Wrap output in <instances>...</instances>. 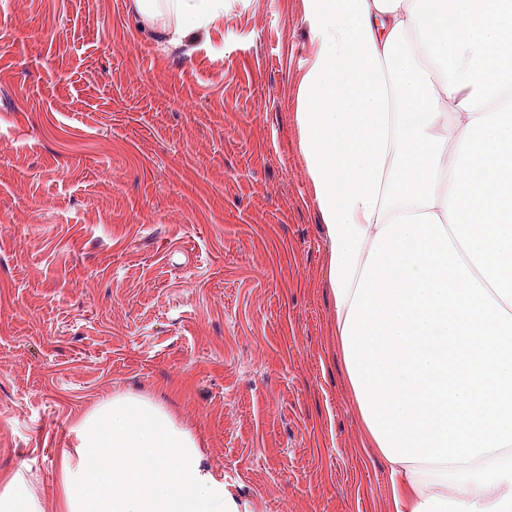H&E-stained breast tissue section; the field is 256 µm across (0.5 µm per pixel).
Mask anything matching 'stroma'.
Here are the masks:
<instances>
[{
	"mask_svg": "<svg viewBox=\"0 0 512 512\" xmlns=\"http://www.w3.org/2000/svg\"><path fill=\"white\" fill-rule=\"evenodd\" d=\"M303 0L190 44L129 0H0V483L59 512L79 416L162 401L256 512H390L294 124Z\"/></svg>",
	"mask_w": 512,
	"mask_h": 512,
	"instance_id": "35a3bbf8",
	"label": "stroma"
}]
</instances>
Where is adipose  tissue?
<instances>
[{"label":"adipose tissue","instance_id":"adipose-tissue-1","mask_svg":"<svg viewBox=\"0 0 512 512\" xmlns=\"http://www.w3.org/2000/svg\"><path fill=\"white\" fill-rule=\"evenodd\" d=\"M180 43L223 0H130ZM295 122L336 347L392 512H512V0H303ZM63 512H253L160 402L75 424ZM0 512H44L30 478Z\"/></svg>","mask_w":512,"mask_h":512}]
</instances>
